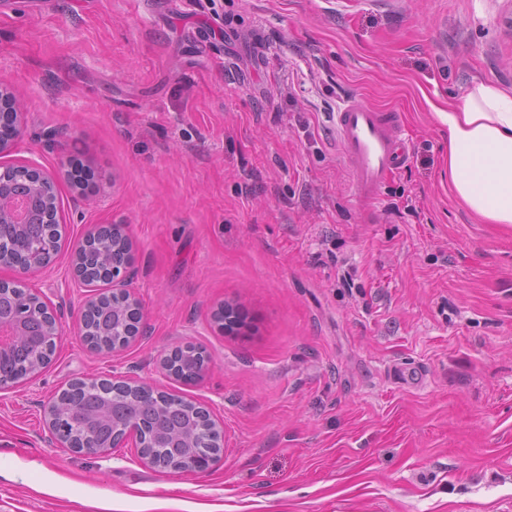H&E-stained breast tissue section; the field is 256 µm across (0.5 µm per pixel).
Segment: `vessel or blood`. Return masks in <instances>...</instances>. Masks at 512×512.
Returning a JSON list of instances; mask_svg holds the SVG:
<instances>
[{"mask_svg":"<svg viewBox=\"0 0 512 512\" xmlns=\"http://www.w3.org/2000/svg\"><path fill=\"white\" fill-rule=\"evenodd\" d=\"M334 124L359 196L368 201L377 200L387 178L409 160L398 117L351 97L337 108Z\"/></svg>","mask_w":512,"mask_h":512,"instance_id":"1","label":"vessel or blood"}]
</instances>
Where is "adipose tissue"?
<instances>
[{"label":"adipose tissue","instance_id":"ef3b65f1","mask_svg":"<svg viewBox=\"0 0 512 512\" xmlns=\"http://www.w3.org/2000/svg\"><path fill=\"white\" fill-rule=\"evenodd\" d=\"M438 118L455 199L481 223L512 225V94L476 82Z\"/></svg>","mask_w":512,"mask_h":512}]
</instances>
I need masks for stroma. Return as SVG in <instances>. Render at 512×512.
Returning a JSON list of instances; mask_svg holds the SVG:
<instances>
[{
    "mask_svg": "<svg viewBox=\"0 0 512 512\" xmlns=\"http://www.w3.org/2000/svg\"><path fill=\"white\" fill-rule=\"evenodd\" d=\"M0 80L25 112L4 161L55 174L66 244L44 273L0 268L64 324L52 362L0 391V512H512V226L449 195L437 117L472 82L512 91V0L4 2ZM351 95L405 128L373 204L334 131ZM101 224L131 243L143 313L114 356L75 313L71 248ZM187 344L208 360L191 384L159 371ZM115 373L223 420L208 472L52 440L44 404Z\"/></svg>",
    "mask_w": 512,
    "mask_h": 512,
    "instance_id": "1",
    "label": "stroma"
}]
</instances>
